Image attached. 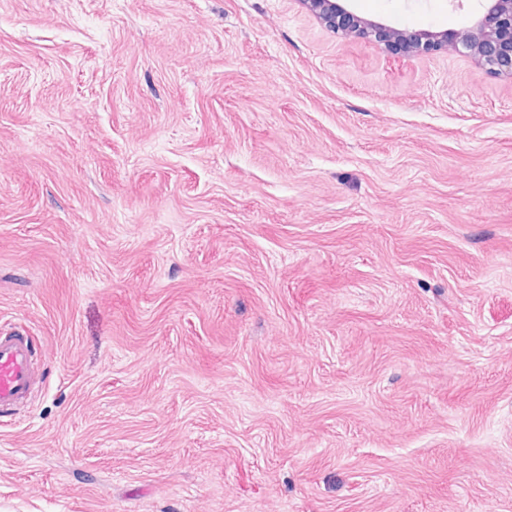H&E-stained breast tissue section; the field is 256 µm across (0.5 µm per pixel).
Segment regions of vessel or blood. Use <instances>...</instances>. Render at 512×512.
I'll return each instance as SVG.
<instances>
[{
    "label": "vessel or blood",
    "instance_id": "1",
    "mask_svg": "<svg viewBox=\"0 0 512 512\" xmlns=\"http://www.w3.org/2000/svg\"><path fill=\"white\" fill-rule=\"evenodd\" d=\"M41 384L29 337L0 329V413L29 402Z\"/></svg>",
    "mask_w": 512,
    "mask_h": 512
}]
</instances>
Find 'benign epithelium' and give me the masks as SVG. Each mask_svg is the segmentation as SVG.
<instances>
[{"label": "benign epithelium", "instance_id": "benign-epithelium-1", "mask_svg": "<svg viewBox=\"0 0 512 512\" xmlns=\"http://www.w3.org/2000/svg\"><path fill=\"white\" fill-rule=\"evenodd\" d=\"M334 32L374 40L408 54L456 51L472 57L490 74L512 80V0H487L482 14L458 30H409L360 17L343 0H298Z\"/></svg>", "mask_w": 512, "mask_h": 512}]
</instances>
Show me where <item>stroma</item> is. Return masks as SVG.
<instances>
[{"label": "stroma", "instance_id": "35a3bbf8", "mask_svg": "<svg viewBox=\"0 0 512 512\" xmlns=\"http://www.w3.org/2000/svg\"><path fill=\"white\" fill-rule=\"evenodd\" d=\"M1 326L0 512H512V80L297 0H0ZM41 385L29 337L0 329V414L29 402Z\"/></svg>", "mask_w": 512, "mask_h": 512}]
</instances>
